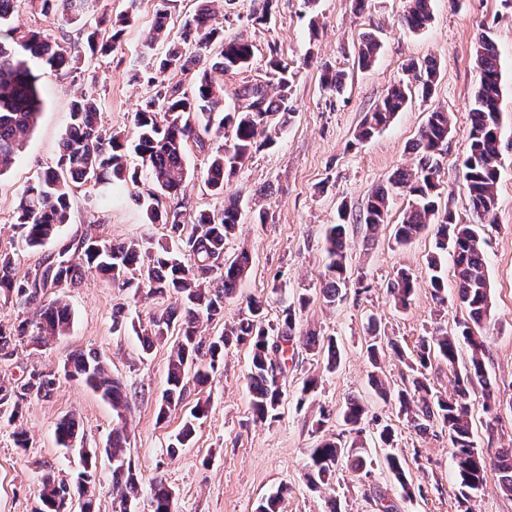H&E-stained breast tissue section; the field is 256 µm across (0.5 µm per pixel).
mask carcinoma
Instances as JSON below:
<instances>
[{
  "label": "carcinoma",
  "instance_id": "carcinoma-1",
  "mask_svg": "<svg viewBox=\"0 0 512 512\" xmlns=\"http://www.w3.org/2000/svg\"><path fill=\"white\" fill-rule=\"evenodd\" d=\"M88 0H0V174L15 163L26 137L33 131L41 109L40 70L79 69L86 56L109 55L121 40L122 30L101 18L94 26L81 25V13ZM168 2L160 0L147 46L162 36L168 18ZM432 0H407L400 25L409 32L424 29L432 18ZM216 0H203L183 28L184 42H191L200 52L185 51L178 46L164 55L149 58L148 68L159 75L195 72L193 90L182 85L157 83L155 92L146 97L132 115L131 130L124 133L102 124L100 101L95 91L87 89L71 104L70 120L61 142L60 156L28 182L17 197L16 224L23 246L37 249L58 235L59 228L71 218L72 197L83 186L101 194L129 182H138V171L127 166L126 147L134 151L146 171L152 191L132 194L133 202L142 209L148 223L162 224L172 245L146 242H113L86 233L76 248L69 246L50 254L19 278L15 273L14 254L0 252V295L33 309L30 317L5 325L0 322V358L10 359L17 347L31 342L38 346L49 339L67 334L72 324L69 306L56 297L58 288H76L84 276L96 274L119 289L134 290L133 296L146 293L167 298L171 303L154 315L147 325L136 331L142 349L153 347L176 336L166 368V388L157 405V420L164 421L184 400L187 378L206 384L222 364L224 348L230 337L247 343L251 349L248 372L250 404L254 421L272 423L284 395L288 351L299 344L320 359L329 372L336 370L337 350L332 338L309 332H297L296 307L306 306L310 298L302 294L297 305L283 310L276 323L266 321L265 302L252 297L246 310L238 315L224 333L206 343L198 338L200 326L224 318V300L233 297L240 281L248 274L251 256L246 250L228 258L225 241L239 224V200L229 199L218 212L190 211L184 202L164 208L160 199L175 195L188 176L187 155L192 148L210 152L205 181L215 195L224 194V185L237 174L260 148L275 143L279 132L287 127L294 109L290 90L294 73L288 65L271 58L266 81H248L235 91L241 105L228 108L224 102V74L249 67L253 46L242 40H224L219 26ZM31 7L50 21L61 20L77 26L76 41L59 39L46 30L22 31L11 26L12 16ZM217 45L218 60L202 65V52ZM381 44L372 36L363 38L355 47L358 63L371 66ZM479 85L469 111V147L463 164V180L468 193L472 220L458 222L450 213L438 214L437 183L440 172L436 150L448 140L450 115L442 109L428 112L427 118L409 150L415 155L413 168H396L388 178V186L376 189L359 214L366 231L376 232L387 223L389 199L398 193L408 197V207L401 222L395 225L394 241L399 246L430 229L435 239V252L427 260L428 288L438 303L447 300L448 283L442 274L445 254L454 260L456 295L467 311V318L454 328L438 325L428 336L416 341L412 359L392 338L381 330L372 317L366 326L365 342L372 364H377L380 351L391 348L396 358L405 363L409 374L402 385L393 388L379 375H371L378 397L398 409L415 432L424 434L433 428L448 435L451 448L457 499L465 503L493 481L499 492L512 498V447L494 452L479 448L473 431L474 397H479L483 413L489 421L497 418L500 405L498 388L486 369L488 353L482 323L490 316L491 291L482 248L485 226L493 223L497 206L496 186L499 177V101L501 97V65L490 31L481 29L475 39ZM410 71H423L426 78L419 88L421 96H431L437 76V63L426 59L407 66ZM324 88L340 93L344 73L327 67L323 71ZM412 95L404 83L393 85L386 96L363 118L355 141H369L393 121ZM258 106L255 112L249 111ZM278 117L270 125L271 117ZM347 206L338 210L339 223L331 225L325 236L324 277L319 294L325 304L333 306L344 299L349 279L350 253L345 224ZM416 291L413 276L405 271L388 283L387 293L394 306L407 308ZM448 366L452 391L436 389L430 374L433 366ZM64 376L78 380L112 406V437L104 448L112 472V485L119 497V512H134L141 496L136 475L126 452L130 397L123 384L112 377L104 357L96 350L80 351L63 362ZM57 373L32 369L13 380L0 381V421L13 426L14 443L21 451L28 448L29 438L22 425L23 403L31 398L48 399L55 390ZM367 412L364 401L351 397L345 402L342 418L350 426L352 440L338 434L322 437L309 449L307 480L313 487L330 483L336 471L344 467L362 473L372 462L364 455L361 421ZM207 408L198 404L193 420L185 423L169 445L170 453L186 445L195 430L194 421L206 416ZM58 444L68 448L78 439V423L64 417L56 424ZM83 471L78 473L76 490L84 501L80 512H94L88 497L97 470L96 449L82 458ZM385 464L400 486L402 496L412 497L422 488L410 478L406 458L393 453L385 455ZM72 502L69 483L47 475L31 512H69ZM152 512H175L174 497L163 479L150 487Z\"/></svg>",
  "mask_w": 512,
  "mask_h": 512
}]
</instances>
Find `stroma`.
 Segmentation results:
<instances>
[{"instance_id": "1", "label": "stroma", "mask_w": 512, "mask_h": 512, "mask_svg": "<svg viewBox=\"0 0 512 512\" xmlns=\"http://www.w3.org/2000/svg\"><path fill=\"white\" fill-rule=\"evenodd\" d=\"M404 0H366L356 8L353 0H220L216 7L225 39L252 44L254 57L248 69L224 76V101L233 103L234 92L246 81L266 77L270 57L288 63L295 77L291 103L295 114L275 144L258 151L232 179L225 195L240 198L241 220L225 251L234 254L248 247L252 268L236 294L224 303L223 322L203 328V338L218 336L224 323L237 319L249 298L265 301L267 321H276L282 309L296 303L305 290L319 287L325 266L324 235L335 223L336 208L347 203L350 219V280L345 298L333 307L312 297L296 316L300 331L314 330L333 337L340 349L336 372L323 370L318 359L296 348L287 364L284 397L274 423L254 421L249 404L250 350L245 344L229 345L224 361L203 387L188 384L183 403L164 422H157L156 407L166 383L167 344L143 352L132 328L114 330L112 311L124 308L129 318L147 323L163 307L161 300L132 298L97 276L80 287L61 289L73 322L66 335L46 346L23 345L12 359L0 360V377L19 375L36 366L57 369L78 350H98L131 395L128 414L129 456L139 483L146 491L155 478H163L174 494L176 512H258L259 506L279 488H287L284 512H324L325 502L341 496L346 512H462L455 495L453 464L448 438L440 432L415 433L397 420L391 405L377 398L369 382L372 371L362 338L368 315L405 349L436 325L464 319L466 311L456 298L439 306L427 288V258L434 250L432 235L423 234L408 245L396 246L392 227L399 223L407 200L393 196L387 224L367 237L356 217L372 191L399 167H411L409 149L428 112L441 108L452 116L451 132L440 160L438 207L457 220L470 219L462 178L469 135V117L479 84L475 63V36L489 28L500 53V166L495 223L485 230L484 250L491 286L492 312L486 324L489 354L486 366L500 393V421L487 432L481 409H474L475 437L480 447L512 446V6L506 0H432V19L416 33L403 31L398 18ZM198 6L197 0H172L166 36L146 47L158 0H91L88 23L102 17L129 15L132 23L109 56L86 59L81 70L45 72L41 78L43 108L32 134L15 164L0 175V251L14 253L17 276L34 268L41 254L19 249L15 204L26 183L56 163L59 145L69 121L74 97L96 88L105 125L117 130L130 126L131 114L154 86L145 60L170 45L182 44L183 27ZM267 20L255 22L258 13ZM376 35L382 44L376 63L360 68L353 48L363 36ZM433 59L438 66L430 98L413 96L389 127L363 144L354 134L369 112L395 82L408 79L409 61ZM346 73L345 89L332 94L321 85L323 66ZM206 160L198 151L188 156L189 175L180 196L193 210H220L224 197L211 194L204 182ZM266 209L269 223L254 221V207ZM73 219L46 251L79 239L87 229L116 241L153 238L163 240L161 225L150 224L129 199L125 188L114 190L103 203L94 190L83 188L72 200ZM417 278L419 286L407 309H395L387 285L399 269ZM318 387L303 408H296L307 377ZM364 400L369 418L366 433L378 422L394 420V453L404 456L421 494L407 499L396 482L378 464L382 451L370 448L375 463L369 474L340 470L330 486L313 488L306 478L308 450L320 435L343 429L331 420L324 432L315 421L320 408L339 412L346 399ZM208 412L196 422V431L178 455L167 448L197 403ZM75 414L80 422L81 447H106L112 432V407L98 395L67 377H60L50 399H28L23 423L29 446L18 451L12 429L0 422V512H30L45 475L72 481L80 469L76 452L58 445L55 426L60 418Z\"/></svg>"}]
</instances>
